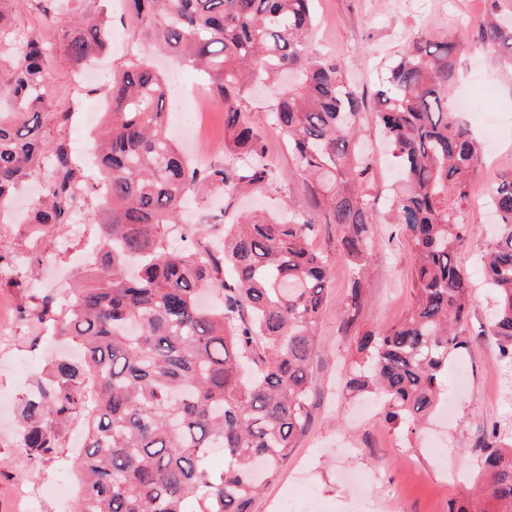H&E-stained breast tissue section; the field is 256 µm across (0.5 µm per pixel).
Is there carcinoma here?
<instances>
[{
	"label": "carcinoma",
	"instance_id": "obj_1",
	"mask_svg": "<svg viewBox=\"0 0 512 512\" xmlns=\"http://www.w3.org/2000/svg\"><path fill=\"white\" fill-rule=\"evenodd\" d=\"M15 2L0 0V208L51 170L27 212L34 262L41 232L86 209L88 188L66 144L41 134L42 116L64 123L68 113L57 111L46 76L52 46L12 19ZM36 2L77 67L106 48L100 15L84 10L59 19L50 0ZM129 2L133 27L153 49L214 77L239 166L191 165L167 131L168 80L147 60L98 88L112 113L97 145L103 205L92 214L104 252L90 283L60 312L45 301L23 315L53 322L83 357L57 362L26 400L19 446L49 453L71 416H84L74 512H252L307 424L309 367L329 285L328 260L309 244L319 222L341 227L339 254L353 275L347 318L359 310L376 223L372 161L360 148L361 101L341 57L310 49L313 0ZM487 2L466 34L413 42L378 93L376 123L402 169L390 219L414 253V298L402 321L360 338L370 369L345 388L379 396L385 420L412 434L438 402L448 361L469 344L470 273L456 254L466 241L461 214L481 144L448 98L471 46L512 66V21H505L512 0ZM287 71L298 81L280 89ZM257 79L271 86L275 129L319 196V212L286 223L241 215L224 230V247H177L175 235L190 237L180 224L190 195L233 194L276 178L240 106V92ZM489 207L497 234L483 265L496 309L486 335L511 365L512 171L492 189ZM22 261L0 247V279L21 286ZM213 287L224 301L207 308L201 298ZM212 448L224 449L219 473L208 463ZM468 453L477 461L478 489L451 512H512V438L494 425Z\"/></svg>",
	"mask_w": 512,
	"mask_h": 512
}]
</instances>
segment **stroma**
I'll return each instance as SVG.
<instances>
[{
  "label": "stroma",
  "mask_w": 512,
  "mask_h": 512,
  "mask_svg": "<svg viewBox=\"0 0 512 512\" xmlns=\"http://www.w3.org/2000/svg\"><path fill=\"white\" fill-rule=\"evenodd\" d=\"M85 7L103 11L113 27L112 44L94 60V67L117 72L136 58L151 56L171 87V130L191 160L202 166L233 162L213 80L169 57L151 54L145 40L127 26L125 10L115 0H86ZM486 7V0H315L317 28L311 49L342 56L370 114L375 93L402 50L419 38L440 41L466 32ZM460 66L461 79L451 96L468 99L463 120L480 135L490 136L493 147L483 153L462 215L468 240L458 259L471 272L470 344L449 362L444 378L445 393L457 398L456 415L448 423L432 418L411 436L385 422L381 402L366 406L340 390L341 379L363 361L358 337L405 316L412 300L414 261L399 225L383 219L374 224L375 246L363 271L359 313L353 323H346L343 312L351 269L338 256L340 228L317 225L312 245L328 258L330 287L310 368L309 425L278 478L256 499L254 512H365L366 501L344 479L348 472L374 478L395 491L386 512H449L472 490L469 474L477 463L467 450L483 429L495 425L502 436L512 437V397L498 384L505 366L496 342L485 334L494 297L479 262L493 236L486 199L500 174L512 170V75L496 54L482 47L462 57ZM46 71L51 86L61 92L59 108L69 119L61 126L46 120L43 136L50 142L64 141L87 184H95L97 130L85 125L84 114L91 110L106 114L107 105L92 87L74 86L75 65L63 49L53 50ZM274 104L272 93L260 83L241 95V106L260 134L278 178L269 186L234 195L215 192L194 197L184 222L199 230L208 244H216L225 225L234 223L244 210L283 216L315 210L307 183L297 174L287 145L272 125ZM362 141L374 153L376 208L383 215L399 185L398 163L370 117L364 122ZM100 242L99 226L90 219L78 227L50 229L41 240L39 261L23 269L24 287L0 283V314L11 324L10 331L0 334V512H72L71 465L82 444L83 416L75 415L56 448L39 457L20 448L17 420L26 395L44 381L55 359L77 344L53 336L50 325L24 321L22 313L45 298L63 304L65 295L87 277L86 267L76 264L78 257L98 249ZM431 437L451 448V459L429 448Z\"/></svg>",
  "instance_id": "stroma-1"
}]
</instances>
